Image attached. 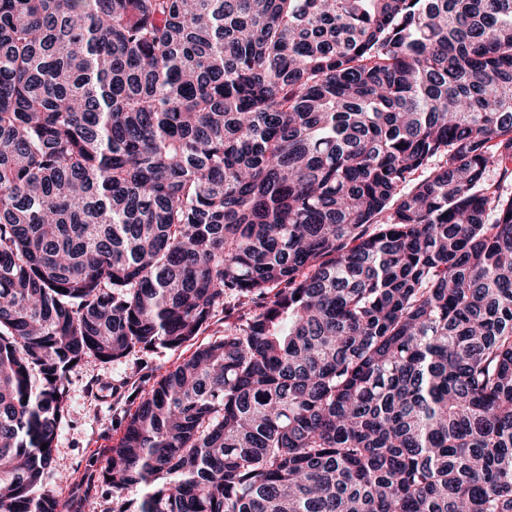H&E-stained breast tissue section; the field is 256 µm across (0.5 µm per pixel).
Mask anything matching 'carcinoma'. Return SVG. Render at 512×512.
I'll return each instance as SVG.
<instances>
[{
  "label": "carcinoma",
  "instance_id": "cac0c4a2",
  "mask_svg": "<svg viewBox=\"0 0 512 512\" xmlns=\"http://www.w3.org/2000/svg\"><path fill=\"white\" fill-rule=\"evenodd\" d=\"M231 297L111 512H512V0H0V512Z\"/></svg>",
  "mask_w": 512,
  "mask_h": 512
}]
</instances>
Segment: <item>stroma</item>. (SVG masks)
<instances>
[{
	"mask_svg": "<svg viewBox=\"0 0 512 512\" xmlns=\"http://www.w3.org/2000/svg\"><path fill=\"white\" fill-rule=\"evenodd\" d=\"M224 314L216 312L195 343L178 350L132 353L121 365L89 361L72 373L68 407L56 439V461L46 487L61 502L63 512H110L112 496L99 472L107 451L124 430L138 404L144 382L160 378L196 345L224 333Z\"/></svg>",
	"mask_w": 512,
	"mask_h": 512,
	"instance_id": "obj_1",
	"label": "stroma"
}]
</instances>
